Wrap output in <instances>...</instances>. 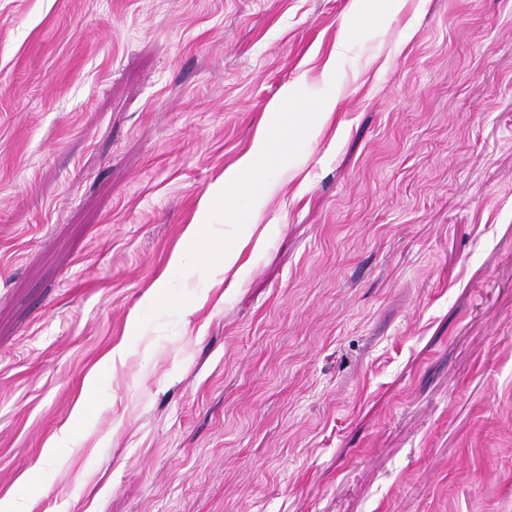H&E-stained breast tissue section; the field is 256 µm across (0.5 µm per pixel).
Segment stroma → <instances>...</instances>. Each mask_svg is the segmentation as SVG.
<instances>
[{
    "instance_id": "stroma-1",
    "label": "stroma",
    "mask_w": 512,
    "mask_h": 512,
    "mask_svg": "<svg viewBox=\"0 0 512 512\" xmlns=\"http://www.w3.org/2000/svg\"><path fill=\"white\" fill-rule=\"evenodd\" d=\"M354 1L0 0V501L512 512V0ZM289 109H293L292 113L295 120L302 121L306 124V133L310 142L317 140L323 133L324 129L333 119L337 102L336 99L326 100L320 109L315 113L313 117L300 119V114L306 112H297L298 110L304 109V103L297 97L291 90H286L282 97L272 105V108L279 111L280 115ZM271 144L266 137L264 129L256 136L249 152L240 158L237 164L224 171V192L226 189L237 186L243 173L255 176L252 188L262 199L271 194L279 181H267L264 172L270 156ZM260 218H254L252 222L251 232L244 238L236 239L231 243H224V247L218 251H214L208 242L205 246L201 243L203 240H213L207 236L211 224H192L189 225L183 234L180 246L172 257L173 264H180L187 256L192 257L196 264H204L208 266H217L224 271V276L230 273L239 261L242 252L250 244L255 233L258 231Z\"/></svg>"
}]
</instances>
